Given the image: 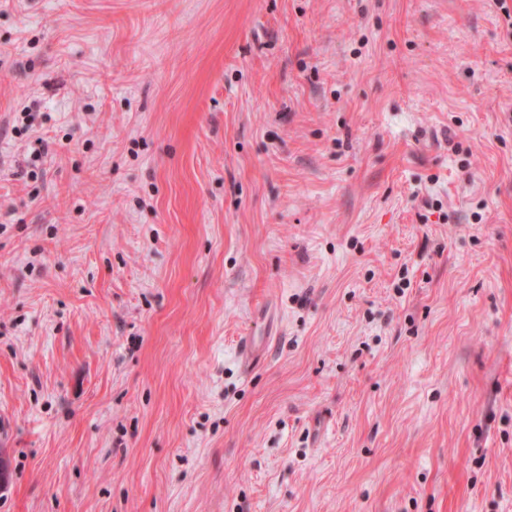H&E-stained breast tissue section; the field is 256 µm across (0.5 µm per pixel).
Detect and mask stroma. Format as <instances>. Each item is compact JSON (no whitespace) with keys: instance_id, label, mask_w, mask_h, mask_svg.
I'll return each mask as SVG.
<instances>
[{"instance_id":"1","label":"stroma","mask_w":512,"mask_h":512,"mask_svg":"<svg viewBox=\"0 0 512 512\" xmlns=\"http://www.w3.org/2000/svg\"><path fill=\"white\" fill-rule=\"evenodd\" d=\"M0 455V512H512V0H0Z\"/></svg>"}]
</instances>
